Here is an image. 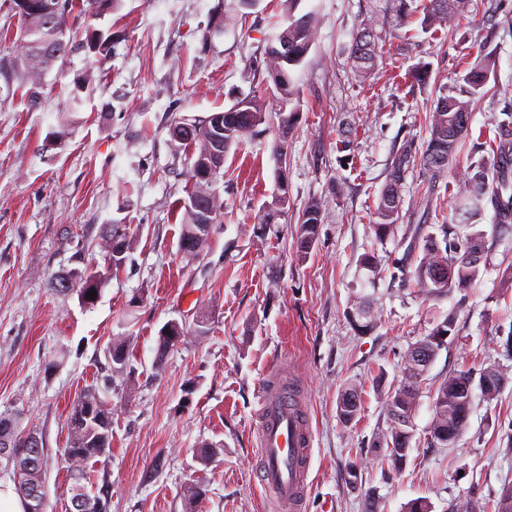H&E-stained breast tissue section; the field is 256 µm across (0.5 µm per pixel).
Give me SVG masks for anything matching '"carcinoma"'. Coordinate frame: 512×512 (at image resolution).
Here are the masks:
<instances>
[{
	"label": "carcinoma",
	"mask_w": 512,
	"mask_h": 512,
	"mask_svg": "<svg viewBox=\"0 0 512 512\" xmlns=\"http://www.w3.org/2000/svg\"><path fill=\"white\" fill-rule=\"evenodd\" d=\"M301 0H285L284 14L279 31L267 42L263 50V63L268 81L267 90L277 102V194L264 206L256 224L265 231L279 223L288 207L287 164L288 133L299 120L300 91L295 79L297 68L303 63L316 36L315 12H298ZM124 0H10L9 9L18 18L20 33L16 55L8 60L0 58V76L10 79L18 76L29 87V100L36 106L41 102V89L46 74L56 65H64L75 54L84 53L91 64H100L112 54L115 33L112 28H98L85 23L81 26L71 22L73 13L86 14L95 19L119 11ZM470 7L469 0H425L419 12L411 10L405 0H400L394 18V27L403 28L412 23L414 14H420V26L427 33L431 30L452 26L459 16ZM387 20L372 15L353 34L348 48L349 59L358 75L370 74L377 63L378 42L382 40V28ZM495 68V54L480 48L473 60L465 62L457 93L439 96L429 113L426 123L428 138L418 144L410 138L393 152L386 168L385 181L380 189L377 203L372 212L370 230L378 243H385L395 237L403 220V192L407 180L418 170L425 176L426 190L420 197L422 214L414 224L407 225L410 241L402 257L379 258L374 252L362 255L360 266L372 274L379 273V266L390 275L389 286L408 285L427 299H441L450 296L458 288L474 283L480 274L486 272L491 254V244L512 235V119L498 124L496 138L491 144V157L477 164H470L456 175L454 193L456 200L455 222L461 232L448 233V225H440L441 234L428 231L430 220L429 203L437 191L438 183L448 173V167L456 156L461 142L472 133V106L476 97L482 94L491 72ZM431 64L419 61L408 70L411 83H427ZM224 118V154L246 137H261L266 129L265 101L255 95L236 100L228 109L220 112ZM211 118L175 117L168 125L170 141L179 149L190 150L189 180L192 183L188 199L181 208V232L179 251L184 255L199 253L206 245L213 225L220 223L221 210L214 211L211 223L202 222L205 216L207 182L199 176V162L211 154ZM356 129L346 125L337 130L336 151L350 149ZM492 209L494 222L492 232L472 230V220ZM324 202L319 198L308 199L299 213L300 233L297 241V256L307 257L317 237L318 224L322 223ZM101 240L106 244L120 246V252L105 251L104 270L77 269L55 276L50 287L59 293H76L81 303L92 305L88 293H100L112 269L126 261L130 240L126 225L105 224ZM349 322L360 334L371 332L378 323V311L371 296L357 294L351 300L348 312ZM209 319L202 316L194 327L173 321L168 331L160 332L155 348V364L162 366L169 352L189 333L203 336L208 332ZM444 331L455 332L453 316L435 324L425 336L419 338L405 352L403 369L408 374L391 392L385 405L387 429L377 436L374 447L383 448L384 460L399 471L406 464L408 450L413 438V424L416 399L420 392L424 374L414 368L413 353L429 351L438 355L442 346L432 341V336ZM112 369L122 372L130 360L129 342L125 336H115L106 350ZM485 376L494 380V390L485 395L494 399L508 382V378L495 367L487 368ZM470 371L457 370L448 374L438 386L433 400V417L448 428L452 441L439 439L434 430H429L430 445L437 448L453 446L461 438L467 424L456 420L459 406L471 403L472 393L467 391ZM359 389L351 387L341 395L338 402L340 418L349 423L360 411ZM70 438L64 450L65 461L69 464L75 481L72 497L75 512H109L107 485L90 494L81 485L89 465L107 453L112 441V416L107 403L101 398L99 389L88 387L77 398L69 417ZM25 433L19 429L16 419L0 413V448L25 447ZM38 464L29 467L22 460H14L13 468L16 492L26 487L39 494V504L45 505V448H40ZM445 512H512V486L503 489L500 496L490 503L479 498L466 496L448 503Z\"/></svg>",
	"instance_id": "carcinoma-1"
}]
</instances>
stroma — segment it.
Masks as SVG:
<instances>
[{
    "mask_svg": "<svg viewBox=\"0 0 512 512\" xmlns=\"http://www.w3.org/2000/svg\"><path fill=\"white\" fill-rule=\"evenodd\" d=\"M125 0L113 25L111 59L97 64L94 89L72 105L74 83L89 67L76 55L46 76L39 108L26 88L0 78V413L41 433L46 449V512H71L74 481L63 461L71 406L96 386L112 412V444L96 465L107 477L110 512H186L188 487L201 493L195 512H268L257 477V391L272 365L296 373L313 432L304 512H363L374 494L378 512H402L424 497L436 512L478 492L492 499L512 485V357L498 351L512 330V244L492 250L473 287L441 300L368 285L359 258L403 253L399 241L375 244L370 214L393 150L424 141L437 97L456 92L463 55L486 47L496 66L473 107L474 134L461 165L488 156L496 126L512 113V0H473L454 26L411 40L388 31L368 78L348 64L361 19L392 12L390 0H302L315 11L317 35L296 76L300 120L288 135V212L278 233L257 236L259 211L276 193L274 131L243 139L224 161L215 189L224 219L202 254L178 250L177 202L189 185L188 160L174 151L167 125L204 117L237 99L263 93L255 66L282 15L280 0H257L221 25L224 0ZM432 66L424 86L397 85L418 61ZM72 112L62 141L58 118ZM357 127L351 151L335 150L336 128ZM325 209L306 259L296 255L297 217L309 197ZM124 224L131 246L93 306L53 291L51 279L102 264L103 225ZM373 294L380 320L365 335L347 311L358 293ZM207 314L206 335H188L163 365L155 346L168 321ZM455 314L456 334L431 365L412 420L401 471L375 448L386 427L385 403L401 378L403 356L436 322ZM129 336L132 370L114 373L105 350ZM508 383L490 401L474 397L456 445L433 448L428 427L437 386L456 369L488 366ZM363 390L362 407L343 422L338 401L347 385ZM218 448L209 465L196 450Z\"/></svg>",
    "mask_w": 512,
    "mask_h": 512,
    "instance_id": "35a3bbf8",
    "label": "stroma"
}]
</instances>
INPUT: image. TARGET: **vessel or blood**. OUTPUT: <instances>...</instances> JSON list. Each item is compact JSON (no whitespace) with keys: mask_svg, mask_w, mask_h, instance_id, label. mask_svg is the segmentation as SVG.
<instances>
[{"mask_svg":"<svg viewBox=\"0 0 512 512\" xmlns=\"http://www.w3.org/2000/svg\"><path fill=\"white\" fill-rule=\"evenodd\" d=\"M260 481L280 512H303L313 436L298 387L264 382L257 411Z\"/></svg>","mask_w":512,"mask_h":512,"instance_id":"b4317fda","label":"vessel or blood"}]
</instances>
